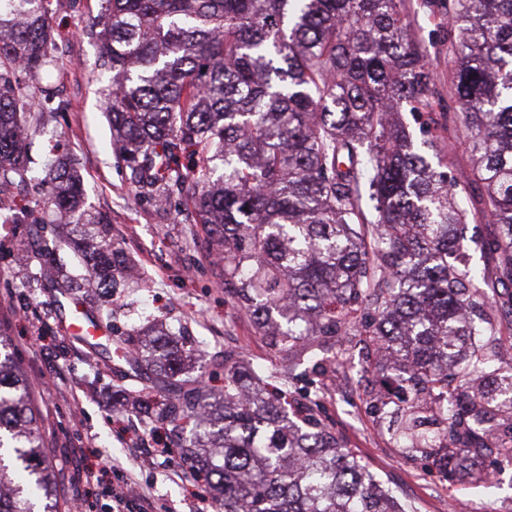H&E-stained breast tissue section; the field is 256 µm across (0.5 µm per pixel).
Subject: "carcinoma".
Listing matches in <instances>:
<instances>
[{
    "label": "carcinoma",
    "instance_id": "carcinoma-1",
    "mask_svg": "<svg viewBox=\"0 0 512 512\" xmlns=\"http://www.w3.org/2000/svg\"><path fill=\"white\" fill-rule=\"evenodd\" d=\"M448 16V97L472 143L473 184L452 174L448 116L412 31L408 0H102L100 43L112 146L139 198L181 202L200 226L224 294L275 358L224 349V384L190 377L201 349L150 324L113 346L117 410L151 423L200 464L224 512H414L311 415L288 385L319 396L336 337L354 336L389 381L382 424L410 458L454 485L490 481L468 463L512 466V350L470 245L512 282V0H424ZM46 0H0V195L22 185L46 209L0 218L32 227L33 258L59 297L112 322L118 289L146 280L87 205L80 176L28 82L56 66ZM496 233L467 235L466 199ZM83 266L70 273L62 250ZM30 384L0 354V512H60L55 468Z\"/></svg>",
    "mask_w": 512,
    "mask_h": 512
}]
</instances>
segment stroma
<instances>
[{
	"instance_id": "1",
	"label": "stroma",
	"mask_w": 512,
	"mask_h": 512,
	"mask_svg": "<svg viewBox=\"0 0 512 512\" xmlns=\"http://www.w3.org/2000/svg\"><path fill=\"white\" fill-rule=\"evenodd\" d=\"M101 0H49L52 51L62 66L64 109L46 119L75 159L83 177L86 200L111 220L112 235L133 258L148 280L145 288L115 299L114 319L121 328L137 327L146 317L187 324L203 343L195 372L222 384L224 373L216 357L225 346L236 347L256 364L266 363L269 349L249 319L236 313L224 295L215 268L203 246L193 243L197 231L178 207L160 211L141 201L128 173L112 151V130L105 115L101 89L107 73L98 65L99 47L85 34L100 12ZM410 22L428 52V67L440 90L448 88V48L439 41L435 22L426 8L410 15ZM31 237L25 224H0V323L10 329L8 349L27 376L41 411V431L56 466L61 500L72 501L71 476L90 468L96 484L83 491V512H111L110 491L121 464L128 490L149 491L160 498L167 512H187L189 506L209 500L201 481L186 480L187 461L164 432L146 434L145 417L117 413L111 395L118 382L111 364L93 357L69 337L57 319L59 298L43 288L38 263H18L28 252ZM334 373L322 379L323 396L311 403L304 385L293 390L295 410L312 409L346 448L367 464L393 494L411 503L416 512H451L464 503L466 512H512V466L496 472L493 485L440 482L434 468L423 467L396 448L372 408L379 383L359 351H351ZM65 381L54 380L56 367ZM79 436L83 450L72 456L68 441ZM149 448L146 456L129 452L132 444Z\"/></svg>"
}]
</instances>
